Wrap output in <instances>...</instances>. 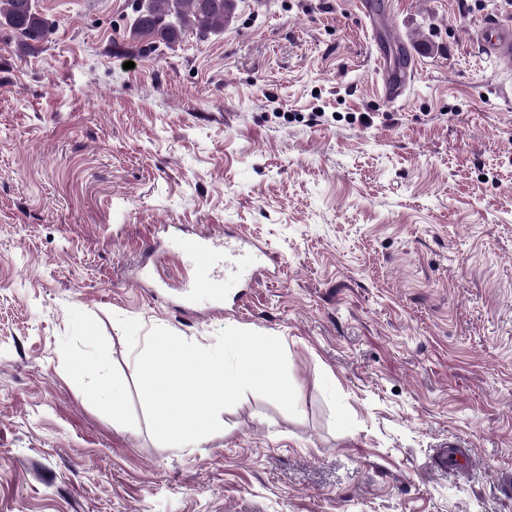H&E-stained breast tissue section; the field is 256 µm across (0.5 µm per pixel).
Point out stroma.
Instances as JSON below:
<instances>
[{
  "mask_svg": "<svg viewBox=\"0 0 512 512\" xmlns=\"http://www.w3.org/2000/svg\"><path fill=\"white\" fill-rule=\"evenodd\" d=\"M359 2L237 0L155 49L133 0H38L50 42L0 33V512H512V99L473 38L512 8L368 0L374 36ZM227 228L267 273L185 291L184 240ZM156 326L279 337L297 415L248 392L158 443ZM87 351L121 419L70 373ZM451 442L471 470L436 466ZM386 71L385 79V93L392 99L400 97L405 90L411 79L414 77L416 69L397 70L392 62L386 59L380 60Z\"/></svg>",
  "mask_w": 512,
  "mask_h": 512,
  "instance_id": "35a3bbf8",
  "label": "stroma"
}]
</instances>
